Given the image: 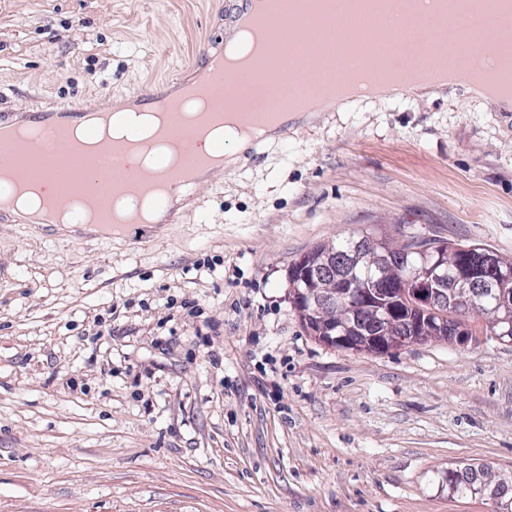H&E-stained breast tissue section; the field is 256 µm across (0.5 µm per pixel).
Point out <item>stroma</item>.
I'll use <instances>...</instances> for the list:
<instances>
[{"label": "stroma", "instance_id": "35a3bbf8", "mask_svg": "<svg viewBox=\"0 0 512 512\" xmlns=\"http://www.w3.org/2000/svg\"><path fill=\"white\" fill-rule=\"evenodd\" d=\"M241 0H0V111L90 105L198 58ZM370 229L512 257V112L448 86L325 106L129 237L0 223V512H494L512 342L320 343L289 288ZM489 471V466L483 464H466L464 466L448 467V476L444 474L441 486H448V497L451 499H466L473 496L477 498L493 497L496 505V512H510L512 509V499L508 497V490H504L500 485V480L508 486H512V473H502L498 476L499 481L493 482L491 478L485 475H479L472 482L476 472ZM472 482V493L470 486ZM512 512V511H511Z\"/></svg>", "mask_w": 512, "mask_h": 512}]
</instances>
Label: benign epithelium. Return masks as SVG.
Wrapping results in <instances>:
<instances>
[{"instance_id":"benign-epithelium-1","label":"benign epithelium","mask_w":512,"mask_h":512,"mask_svg":"<svg viewBox=\"0 0 512 512\" xmlns=\"http://www.w3.org/2000/svg\"><path fill=\"white\" fill-rule=\"evenodd\" d=\"M404 248H378L362 241L353 243L345 264L336 267V251L327 247L313 258L299 259L291 269L292 279L304 286L294 297L298 314L308 323L320 326L318 340L332 348L356 349L373 347L391 351L418 341L443 339L467 344L464 332L448 336V319L444 311L473 309L476 300L490 293L495 305L480 308L479 317L492 325H512V290L494 287V281L471 272H457L460 261L453 255L438 253L431 265H425L409 278L400 274V257ZM362 270L373 271L371 281L359 276ZM403 278L405 286L416 281L413 290L417 301L408 311L386 307L388 289L384 285ZM363 329V344L356 343L352 333ZM477 498L493 497L496 512H512V499L500 482L480 475L472 482Z\"/></svg>"}]
</instances>
